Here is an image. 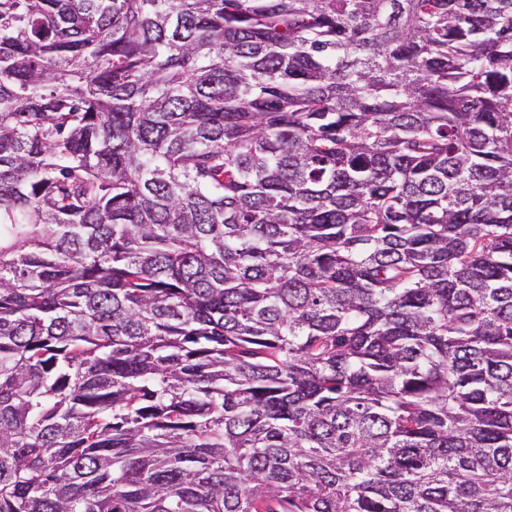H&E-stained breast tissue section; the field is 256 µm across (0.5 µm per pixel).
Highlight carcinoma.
I'll use <instances>...</instances> for the list:
<instances>
[{
    "mask_svg": "<svg viewBox=\"0 0 512 512\" xmlns=\"http://www.w3.org/2000/svg\"><path fill=\"white\" fill-rule=\"evenodd\" d=\"M0 512H512V0H0Z\"/></svg>",
    "mask_w": 512,
    "mask_h": 512,
    "instance_id": "obj_1",
    "label": "carcinoma"
}]
</instances>
